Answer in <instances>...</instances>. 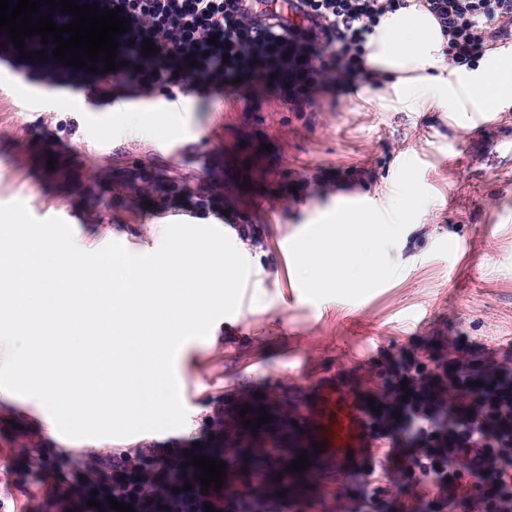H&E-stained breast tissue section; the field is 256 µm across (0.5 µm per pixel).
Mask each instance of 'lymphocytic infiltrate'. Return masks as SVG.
<instances>
[{
    "mask_svg": "<svg viewBox=\"0 0 512 512\" xmlns=\"http://www.w3.org/2000/svg\"><path fill=\"white\" fill-rule=\"evenodd\" d=\"M120 8L130 29L118 38L115 71L87 73L91 85L148 95L171 85L204 98L272 88L290 111L314 107L322 93L350 90L378 19L405 0H288L257 14L253 0H76ZM448 37V62L473 68L490 42L512 26V0H422ZM156 50L143 55L144 39ZM382 389L365 415L361 459L346 489L352 512H512V372H498L485 346L420 356L407 348L376 364ZM25 476L44 488L37 512H80L89 493L135 512H307L306 503L272 497L257 483L228 495L186 478L188 448L83 455L54 465L25 449Z\"/></svg>",
    "mask_w": 512,
    "mask_h": 512,
    "instance_id": "lymphocytic-infiltrate-1",
    "label": "lymphocytic infiltrate"
}]
</instances>
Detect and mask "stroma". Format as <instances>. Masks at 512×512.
<instances>
[{
  "label": "stroma",
  "mask_w": 512,
  "mask_h": 512,
  "mask_svg": "<svg viewBox=\"0 0 512 512\" xmlns=\"http://www.w3.org/2000/svg\"><path fill=\"white\" fill-rule=\"evenodd\" d=\"M39 103L21 107L0 79V204L24 202L58 217L83 250L109 242L155 252L173 222L211 225L238 241L229 217H246L250 292L208 337L183 344L175 374L194 395L183 427L93 443L59 435L44 405L0 389V432L24 428L52 459L173 443L211 447L207 422L227 397L305 415L328 387L377 391L372 362L418 341L422 354L465 336L487 348L512 341V100L478 120L469 109H416L357 78L356 92L291 112L272 95L200 99L174 86L109 101V85L60 93L29 73ZM182 144L181 155L170 154ZM420 166L430 195L388 255L398 275L357 300L303 294L284 241L336 207L338 197L387 208L402 163ZM224 186V211L202 202ZM263 438L225 441L234 466L225 493L242 488ZM312 512H347L350 478L335 462L292 474Z\"/></svg>",
  "instance_id": "1"
}]
</instances>
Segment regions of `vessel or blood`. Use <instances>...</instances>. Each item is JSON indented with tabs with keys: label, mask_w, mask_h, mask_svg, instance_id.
<instances>
[{
	"label": "vessel or blood",
	"mask_w": 512,
	"mask_h": 512,
	"mask_svg": "<svg viewBox=\"0 0 512 512\" xmlns=\"http://www.w3.org/2000/svg\"><path fill=\"white\" fill-rule=\"evenodd\" d=\"M362 418L356 400L329 389L324 392L308 426L316 441L322 443L323 455L341 462L352 450L363 445Z\"/></svg>",
	"instance_id": "obj_1"
}]
</instances>
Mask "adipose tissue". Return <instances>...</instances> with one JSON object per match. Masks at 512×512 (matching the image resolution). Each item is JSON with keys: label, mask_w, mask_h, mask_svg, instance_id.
<instances>
[{"label": "adipose tissue", "mask_w": 512, "mask_h": 512, "mask_svg": "<svg viewBox=\"0 0 512 512\" xmlns=\"http://www.w3.org/2000/svg\"><path fill=\"white\" fill-rule=\"evenodd\" d=\"M447 45L437 19L418 0H411L409 6L380 18L364 59L371 77L392 80L410 101L441 112L455 111L463 95L486 112L497 111L504 100L512 99V58L489 57L460 90L445 53Z\"/></svg>", "instance_id": "ef3b65f1"}]
</instances>
